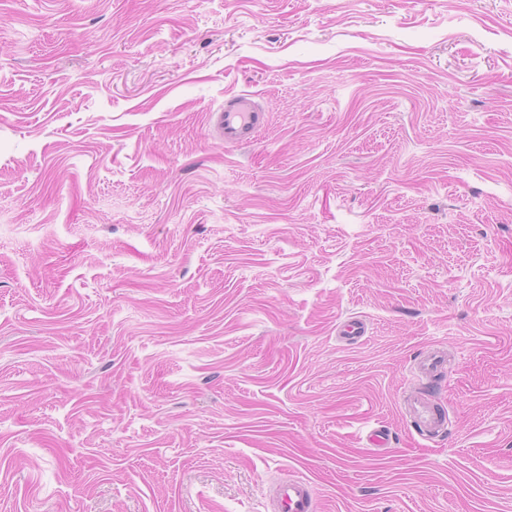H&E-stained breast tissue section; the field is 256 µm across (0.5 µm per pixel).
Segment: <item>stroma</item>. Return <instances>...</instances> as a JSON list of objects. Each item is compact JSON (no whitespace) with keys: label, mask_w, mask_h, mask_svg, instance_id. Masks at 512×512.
<instances>
[{"label":"stroma","mask_w":512,"mask_h":512,"mask_svg":"<svg viewBox=\"0 0 512 512\" xmlns=\"http://www.w3.org/2000/svg\"><path fill=\"white\" fill-rule=\"evenodd\" d=\"M291 475L512 512V0H0V512H271ZM217 136L227 146L251 144L257 132L267 123L265 112L248 91L240 92L224 100V109L211 115ZM446 362V356L438 348H429L421 353L419 359L410 369V374L417 380H430ZM406 410V420L421 437L433 439L448 428L445 415L432 404L427 395L408 397Z\"/></svg>","instance_id":"1"}]
</instances>
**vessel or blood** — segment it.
Masks as SVG:
<instances>
[{"label":"vessel or blood","mask_w":512,"mask_h":512,"mask_svg":"<svg viewBox=\"0 0 512 512\" xmlns=\"http://www.w3.org/2000/svg\"><path fill=\"white\" fill-rule=\"evenodd\" d=\"M211 121L225 145L242 146L254 141L257 132L266 125L267 117L254 94L243 91L225 99L223 109L213 113ZM445 362L446 356L439 349H426L411 367L410 374L417 380L431 379ZM406 410V419L419 436L432 439L448 428L445 415L427 396L408 397ZM272 494L274 512H315L313 488L305 478L278 480L273 485Z\"/></svg>","instance_id":"b4317fda"}]
</instances>
